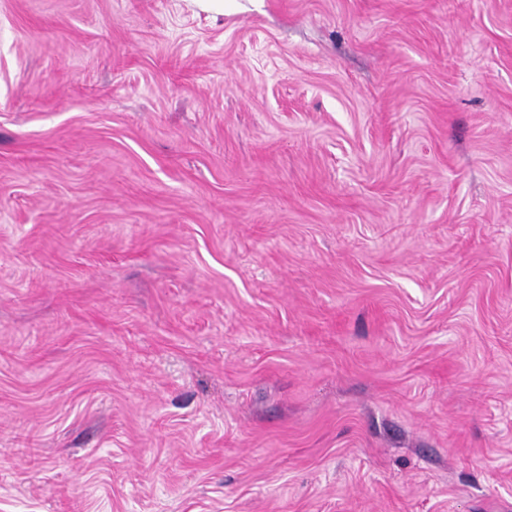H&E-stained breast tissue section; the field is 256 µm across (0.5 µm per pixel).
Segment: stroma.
Here are the masks:
<instances>
[{
	"label": "stroma",
	"instance_id": "1",
	"mask_svg": "<svg viewBox=\"0 0 512 512\" xmlns=\"http://www.w3.org/2000/svg\"><path fill=\"white\" fill-rule=\"evenodd\" d=\"M0 512H512V0H0Z\"/></svg>",
	"mask_w": 512,
	"mask_h": 512
}]
</instances>
